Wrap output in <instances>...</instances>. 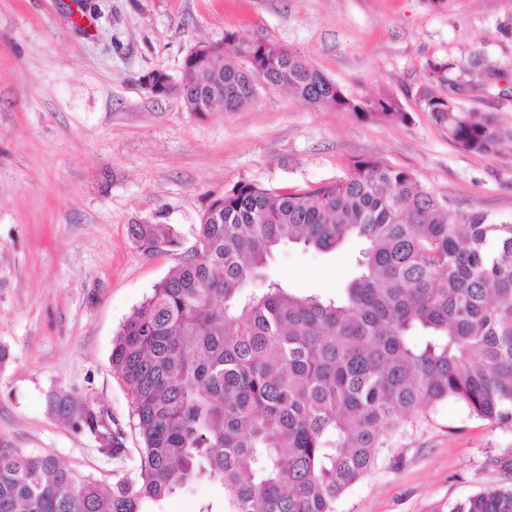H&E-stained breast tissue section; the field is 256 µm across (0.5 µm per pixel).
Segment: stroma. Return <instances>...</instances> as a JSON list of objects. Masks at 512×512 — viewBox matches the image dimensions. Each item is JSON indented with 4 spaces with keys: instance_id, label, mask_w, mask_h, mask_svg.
<instances>
[{
    "instance_id": "obj_1",
    "label": "stroma",
    "mask_w": 512,
    "mask_h": 512,
    "mask_svg": "<svg viewBox=\"0 0 512 512\" xmlns=\"http://www.w3.org/2000/svg\"><path fill=\"white\" fill-rule=\"evenodd\" d=\"M228 33L288 47L347 97L394 93L411 119L319 111L264 85L241 111L202 118L142 87L153 70L179 76L191 46ZM476 59L491 76L461 106L512 126V0H0V448L49 453L110 483L122 477L50 399L66 392L101 410L137 458L113 341L191 254L205 199L238 181L315 186L373 158L461 208L511 219L512 142L489 155L459 151L416 100L431 65L463 83ZM133 224L171 225L179 244L145 253ZM360 249L285 243L268 273L332 295L354 276ZM496 485H512V423L448 402L394 436L336 512H448ZM221 495L203 479L159 512H198Z\"/></svg>"
}]
</instances>
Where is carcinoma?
Instances as JSON below:
<instances>
[{
	"label": "carcinoma",
	"instance_id": "obj_1",
	"mask_svg": "<svg viewBox=\"0 0 512 512\" xmlns=\"http://www.w3.org/2000/svg\"><path fill=\"white\" fill-rule=\"evenodd\" d=\"M443 72L431 66L417 100L448 141L477 155L512 141V128L460 106L461 87L435 91ZM258 77L307 107L408 119L392 94L349 99L301 55L233 34L191 47L179 78L142 80L206 116L241 110ZM131 234L149 254L178 245L168 224ZM349 240L363 244L357 272L334 296L292 292L267 272L280 244L327 252ZM196 246L113 342L142 441L132 475L108 485L51 454L0 448V512H144L204 478L224 498L198 512H336L390 438L437 405L512 422V220L460 209L370 158L307 188L236 182L206 202ZM54 405L123 458L103 412L65 395ZM448 512H512V485Z\"/></svg>",
	"mask_w": 512,
	"mask_h": 512
}]
</instances>
